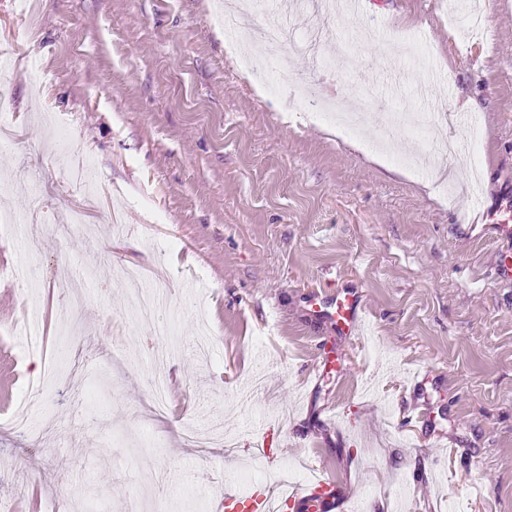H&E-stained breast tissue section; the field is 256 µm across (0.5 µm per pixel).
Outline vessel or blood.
<instances>
[{
  "label": "vessel or blood",
  "instance_id": "1",
  "mask_svg": "<svg viewBox=\"0 0 512 512\" xmlns=\"http://www.w3.org/2000/svg\"><path fill=\"white\" fill-rule=\"evenodd\" d=\"M488 220L492 233L512 250V204L501 206L498 214L489 215ZM309 297L314 313L335 323L340 334L360 335L363 316L359 289H341L333 295L313 291ZM354 500V491L347 482L318 477L284 501L272 497L263 485L253 486L244 493L225 495L224 509L225 512H280L283 502L289 501L297 505L299 512H351Z\"/></svg>",
  "mask_w": 512,
  "mask_h": 512
}]
</instances>
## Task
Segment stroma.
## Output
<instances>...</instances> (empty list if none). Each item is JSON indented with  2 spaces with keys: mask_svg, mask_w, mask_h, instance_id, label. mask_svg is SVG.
<instances>
[{
  "mask_svg": "<svg viewBox=\"0 0 512 512\" xmlns=\"http://www.w3.org/2000/svg\"><path fill=\"white\" fill-rule=\"evenodd\" d=\"M468 9L475 23L458 29L445 0H367L324 19L334 74L288 54L283 89L323 79L367 113L351 139L266 100L235 64L252 46L232 42L211 0H38L34 25L0 0V50L22 39L48 78L40 90L0 80L18 147L0 153L11 189L0 203L27 212L41 185L56 215L24 236L0 228V267L32 264L37 281L0 280V392L18 399L56 354L68 375L33 407L39 438L0 433V496L14 512H45L55 493L82 512H128L134 497L146 512H217L226 489L254 481L260 443L276 467L324 463L367 512H512V280L498 275L497 239L466 221L512 200V0ZM411 35L436 68L386 54ZM425 84L474 164L441 167L409 130L380 146V115L422 112ZM469 97L482 105L474 140ZM48 112L96 192L72 193ZM127 268L170 287L166 360L137 324ZM351 282L367 319L354 340L305 302ZM29 296L34 338L14 329ZM115 347L124 368L109 361ZM153 378L164 417L143 409ZM187 426L239 444L189 447Z\"/></svg>",
  "mask_w": 512,
  "mask_h": 512,
  "instance_id": "obj_1",
  "label": "stroma"
}]
</instances>
